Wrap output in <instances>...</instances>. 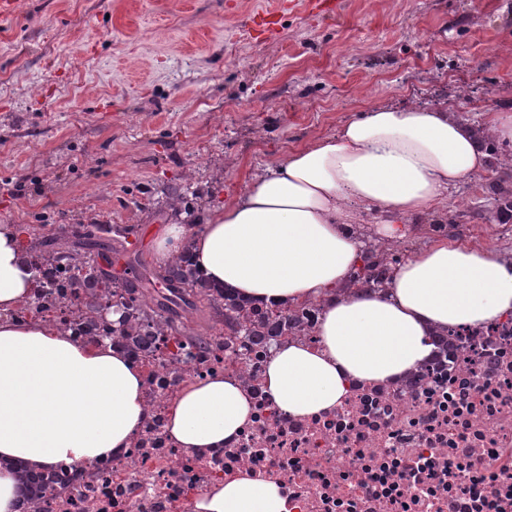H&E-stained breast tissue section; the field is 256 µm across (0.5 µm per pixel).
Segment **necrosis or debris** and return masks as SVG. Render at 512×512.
<instances>
[{
	"mask_svg": "<svg viewBox=\"0 0 512 512\" xmlns=\"http://www.w3.org/2000/svg\"><path fill=\"white\" fill-rule=\"evenodd\" d=\"M30 308L77 341L106 334L108 316L88 321L65 276L48 266ZM144 377L147 418L125 453L84 469L61 461L36 473L42 505L17 512H194L216 484L241 474L277 484L290 512H512V324L499 322L386 383L354 384L328 412L294 417L267 395L264 373L274 340L213 337L209 351L170 368L156 336H108ZM221 374L251 399L248 423L223 447L201 455L168 432L174 396Z\"/></svg>",
	"mask_w": 512,
	"mask_h": 512,
	"instance_id": "obj_1",
	"label": "necrosis or debris"
}]
</instances>
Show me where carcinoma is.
<instances>
[{"mask_svg":"<svg viewBox=\"0 0 512 512\" xmlns=\"http://www.w3.org/2000/svg\"><path fill=\"white\" fill-rule=\"evenodd\" d=\"M109 224H80L76 229L79 242L69 243L61 236L44 237L30 241L29 251L37 257L51 259L60 269L69 272L71 264L89 269L90 277H70L74 288H84L80 309L98 313L102 302L121 290L128 300L139 304L144 322L160 326L166 346L184 350L193 343H206V336L224 327L234 334L251 332L246 303L233 294L224 292L219 303L202 293L205 282L194 266L188 246H183L176 257L158 268L149 266L140 252H128L111 243ZM124 261L126 275L115 270L118 261ZM392 260L372 248L366 254L363 267L353 276L358 290H381L390 282L388 275Z\"/></svg>","mask_w":512,"mask_h":512,"instance_id":"carcinoma-1","label":"carcinoma"}]
</instances>
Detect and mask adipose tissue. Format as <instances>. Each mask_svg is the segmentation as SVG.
<instances>
[{"mask_svg": "<svg viewBox=\"0 0 512 512\" xmlns=\"http://www.w3.org/2000/svg\"><path fill=\"white\" fill-rule=\"evenodd\" d=\"M486 136L512 141V109L476 128L444 104L377 103L288 151L208 215L191 251L210 285L249 302L321 308L318 347L272 352L266 384L278 408L332 409L352 383L394 380L428 359L435 330L512 317V252L484 245L433 242L394 269L384 292L350 290L364 264L347 229L355 208L379 210L385 238L400 236L402 221L434 212L450 187L487 170ZM33 288L14 226L0 224V512H14L21 497L11 463L90 467L121 455L145 418L140 373L122 352L9 319ZM249 413L235 380L209 378L173 399L170 430L181 448L202 454L233 439ZM195 512L289 509L276 484L241 476L199 498Z\"/></svg>", "mask_w": 512, "mask_h": 512, "instance_id": "1", "label": "adipose tissue"}]
</instances>
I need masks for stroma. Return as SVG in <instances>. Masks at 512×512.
<instances>
[{
	"mask_svg": "<svg viewBox=\"0 0 512 512\" xmlns=\"http://www.w3.org/2000/svg\"><path fill=\"white\" fill-rule=\"evenodd\" d=\"M274 3L17 0L0 23V224H133L158 266L165 225L203 223L256 171L375 103H444L480 125L512 86V0H343L332 19L299 6L277 40L253 41L252 14ZM511 155L500 144L399 240L371 208L355 229L408 255L437 219L451 239L512 251V212L490 190Z\"/></svg>",
	"mask_w": 512,
	"mask_h": 512,
	"instance_id": "stroma-1",
	"label": "stroma"
}]
</instances>
